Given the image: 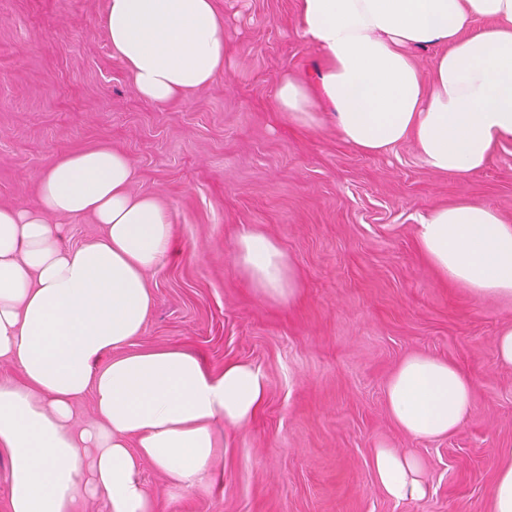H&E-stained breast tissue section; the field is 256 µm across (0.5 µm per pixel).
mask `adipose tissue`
<instances>
[{"label":"adipose tissue","mask_w":512,"mask_h":512,"mask_svg":"<svg viewBox=\"0 0 512 512\" xmlns=\"http://www.w3.org/2000/svg\"><path fill=\"white\" fill-rule=\"evenodd\" d=\"M302 37L322 56L312 83L277 85L282 115L319 125L332 112L343 142L382 154L413 140L428 167L466 179L512 140V0H298ZM112 53L141 97L161 105L208 85L224 67V20L214 0H109ZM438 47L429 76L417 49ZM136 166L101 145L56 158L35 199L0 207V455L7 512H159L140 479L151 463L175 487L212 484L221 426L244 429L267 395L245 362L211 370L179 346L135 348L153 306L146 275L184 249L168 211L129 186ZM93 216L101 237L64 246L52 217ZM436 275L475 301L512 297V224L470 201L434 207L418 226ZM236 262L258 296L284 303L296 276L280 247L247 230ZM473 383L455 365L416 355L386 399L415 439L456 431ZM92 414L81 419L84 401ZM376 478L396 501L425 497L421 461L386 447Z\"/></svg>","instance_id":"1"}]
</instances>
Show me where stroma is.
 Wrapping results in <instances>:
<instances>
[{
	"instance_id": "stroma-1",
	"label": "stroma",
	"mask_w": 512,
	"mask_h": 512,
	"mask_svg": "<svg viewBox=\"0 0 512 512\" xmlns=\"http://www.w3.org/2000/svg\"><path fill=\"white\" fill-rule=\"evenodd\" d=\"M224 68L164 105L144 101L112 54L108 0H0V206L31 202L60 155L107 143L137 168L132 192L171 216L185 259L148 276L154 304L137 347L179 345L216 370L248 362L268 394L251 426L224 430L218 486L142 479L164 512H492L512 462V367L496 339L512 300L474 302L442 284L417 246L429 208L484 203L512 224V140L459 181L431 171L412 141L379 155L344 144L332 120L305 128L275 104L280 79L311 81L321 58L297 0H215ZM256 228L282 249L299 293L261 301L232 244ZM422 354L474 380L451 435L415 440L391 418L388 381ZM424 462L425 498L378 485L375 448Z\"/></svg>"
}]
</instances>
